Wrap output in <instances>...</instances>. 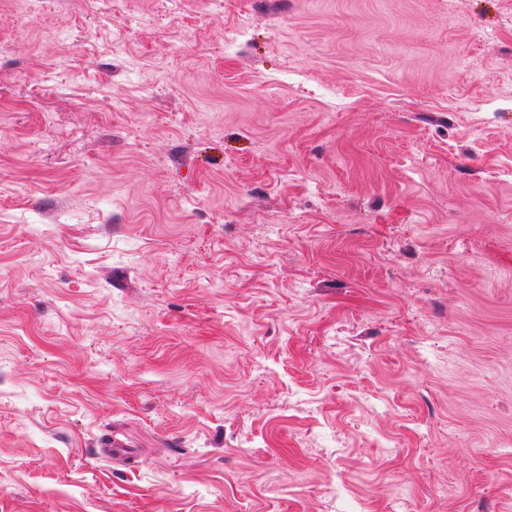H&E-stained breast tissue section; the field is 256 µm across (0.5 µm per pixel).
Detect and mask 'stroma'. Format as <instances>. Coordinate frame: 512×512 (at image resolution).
Returning a JSON list of instances; mask_svg holds the SVG:
<instances>
[{"label":"stroma","instance_id":"stroma-1","mask_svg":"<svg viewBox=\"0 0 512 512\" xmlns=\"http://www.w3.org/2000/svg\"><path fill=\"white\" fill-rule=\"evenodd\" d=\"M0 512H512V0H0Z\"/></svg>","mask_w":512,"mask_h":512}]
</instances>
